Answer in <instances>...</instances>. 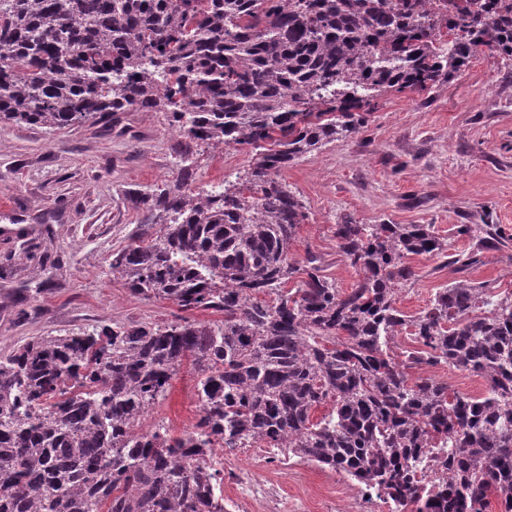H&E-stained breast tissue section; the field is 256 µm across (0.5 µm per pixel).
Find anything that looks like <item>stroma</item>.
I'll use <instances>...</instances> for the list:
<instances>
[{
	"label": "stroma",
	"mask_w": 512,
	"mask_h": 512,
	"mask_svg": "<svg viewBox=\"0 0 512 512\" xmlns=\"http://www.w3.org/2000/svg\"><path fill=\"white\" fill-rule=\"evenodd\" d=\"M180 142L165 113L154 111L112 112L57 130L0 123V355L34 336L178 320L175 303L133 295L109 264L145 221L137 193L176 180ZM253 162L232 146H201L194 185L234 180ZM281 177L307 215L292 254L322 256L345 290L358 276L336 247L334 227L344 219L430 224L456 253L474 247L457 234L459 225L497 224L512 234V68L481 53L453 80L423 92H387L358 132L302 157ZM46 254L60 262L33 285L31 270ZM411 264L416 276L398 305L413 315L459 274L429 256ZM468 275L512 292V245L484 253ZM194 384L191 366L183 365L153 419L178 433L190 428L199 415ZM224 469L285 486L271 512H338L347 498L345 483L310 463L284 472L232 453Z\"/></svg>",
	"instance_id": "stroma-1"
}]
</instances>
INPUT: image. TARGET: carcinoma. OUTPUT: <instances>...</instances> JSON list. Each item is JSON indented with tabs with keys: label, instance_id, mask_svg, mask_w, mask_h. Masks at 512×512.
Wrapping results in <instances>:
<instances>
[{
	"label": "carcinoma",
	"instance_id": "cac0c4a2",
	"mask_svg": "<svg viewBox=\"0 0 512 512\" xmlns=\"http://www.w3.org/2000/svg\"><path fill=\"white\" fill-rule=\"evenodd\" d=\"M479 52L512 60V0L460 15L431 0H0V122L162 110L185 138L179 179L139 197L149 223L109 264L185 316L34 336L0 356V512H224L218 452L260 442L376 487L398 512H488L494 498L512 512V295L461 278L415 315L398 307L411 257L468 271L509 236L463 224L476 249L450 254L430 224L346 220L334 235L359 279L344 291L322 258L291 256L306 213L281 178L387 91L450 81ZM199 143L247 146L256 162L188 193ZM210 309L224 319L191 317ZM402 334L419 348L397 352ZM186 360L198 420L142 428ZM421 364L472 373L486 393L412 376ZM429 448L448 449L452 475L430 498Z\"/></svg>",
	"mask_w": 512,
	"mask_h": 512
}]
</instances>
